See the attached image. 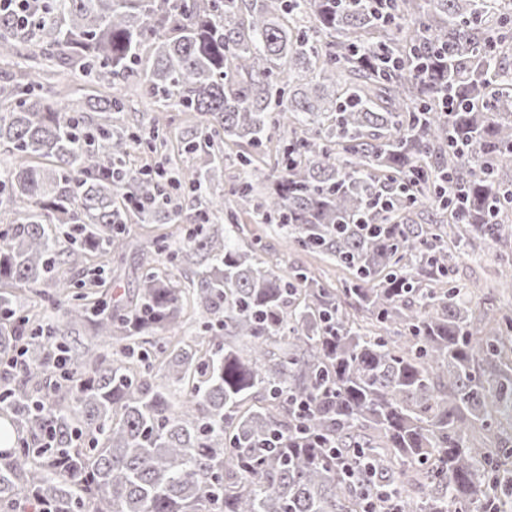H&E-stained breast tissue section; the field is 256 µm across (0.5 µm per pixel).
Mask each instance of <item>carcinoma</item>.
<instances>
[{
  "label": "carcinoma",
  "mask_w": 512,
  "mask_h": 512,
  "mask_svg": "<svg viewBox=\"0 0 512 512\" xmlns=\"http://www.w3.org/2000/svg\"><path fill=\"white\" fill-rule=\"evenodd\" d=\"M512 0H33L0 15V512H484L502 483L495 436L512 374L478 335L448 270L458 251L512 239ZM112 89L33 94L38 57ZM200 115L196 157L163 184L129 168L164 146L122 122L120 84ZM462 99L442 109L444 89ZM262 162L217 192L224 161ZM481 156L486 171L475 166ZM434 208L447 216L416 221ZM278 223L349 270L340 288L306 267L278 274L238 242V213ZM189 221L141 262L194 269L184 289L142 276L132 298L68 273L124 257L131 216ZM224 219L219 224L217 220ZM67 228L62 245L46 225ZM68 294L29 313L26 292ZM210 333L143 346L184 322ZM70 365L53 381L52 363ZM312 410L301 420L292 403ZM334 445L331 452L327 446Z\"/></svg>",
  "instance_id": "obj_1"
}]
</instances>
